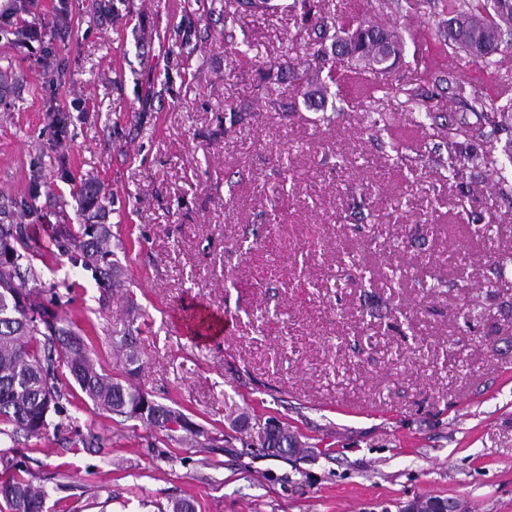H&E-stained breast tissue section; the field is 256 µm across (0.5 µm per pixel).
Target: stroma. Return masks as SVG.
Masks as SVG:
<instances>
[{
  "instance_id": "stroma-1",
  "label": "stroma",
  "mask_w": 512,
  "mask_h": 512,
  "mask_svg": "<svg viewBox=\"0 0 512 512\" xmlns=\"http://www.w3.org/2000/svg\"><path fill=\"white\" fill-rule=\"evenodd\" d=\"M397 28L404 49L368 98L271 84L319 31L300 0H16L0 13V192L27 197L43 282L71 285L64 314L121 374L112 330L140 329L143 390L210 434L225 404L276 418L312 445L288 458L240 443H167L81 400L41 440L0 436L48 487L47 512H399L419 495L512 512V193L467 167L448 127L473 94L512 99V57L486 67L444 42V0H311ZM37 29V40L17 28ZM251 41L250 58L231 44ZM420 90V103L408 95ZM69 117L64 136L50 112ZM425 113L424 125L414 122ZM380 124H373V117ZM112 195L123 285L56 260L79 223L71 192ZM213 314L208 335L187 313ZM103 436L83 447L77 433Z\"/></svg>"
}]
</instances>
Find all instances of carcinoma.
<instances>
[{
    "instance_id": "carcinoma-1",
    "label": "carcinoma",
    "mask_w": 512,
    "mask_h": 512,
    "mask_svg": "<svg viewBox=\"0 0 512 512\" xmlns=\"http://www.w3.org/2000/svg\"><path fill=\"white\" fill-rule=\"evenodd\" d=\"M448 43L468 57L494 63L488 49L499 48L500 55L512 53V43L501 42L502 33L512 32V0H446ZM320 30H333L332 54L356 65L354 72L366 69L374 74L387 73L386 57L399 56L404 40L398 32L374 22H359L352 14L318 16ZM303 65L315 73L319 90L327 92L338 83L336 61L320 48L305 55ZM294 70L293 62L270 65L267 78L285 79ZM477 124L467 126L448 137L449 158L454 176L467 157L462 141L484 135L487 126H502L512 120V103L497 105L482 96L471 104ZM41 172H36L29 200L0 197V435L42 439L62 424L53 416L64 412L62 379L64 369L80 391L97 407L126 420H136L168 441L201 444L203 432L196 429L186 414L163 404L132 382L141 370L140 337L129 327L112 330V346L120 358L123 375L113 377L99 369L89 356L81 334L70 319L56 310L60 306L57 284L35 291L28 282H39L33 263L29 225L13 223L19 209L33 210L39 196ZM80 210L103 217L110 212L111 197L91 181H84L76 192ZM59 256L77 268L92 272L99 288L109 294L121 287V270L113 260L112 232L109 224H59L55 228ZM230 428L241 433L247 426L262 430L260 420L245 413L228 415ZM273 455L300 451V443L288 427H279L269 443ZM23 461L7 453L0 454V502L7 512H44L48 491L36 487L24 477Z\"/></svg>"
}]
</instances>
